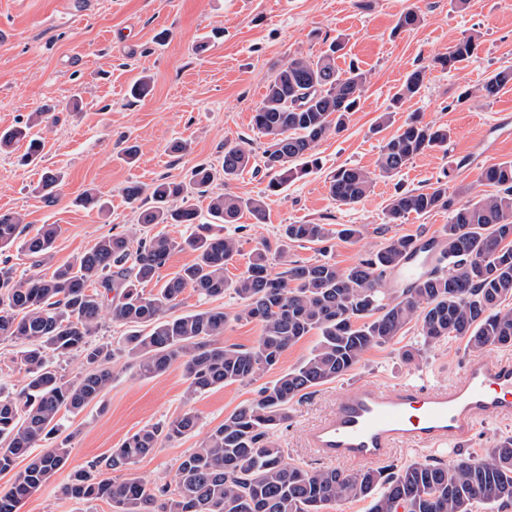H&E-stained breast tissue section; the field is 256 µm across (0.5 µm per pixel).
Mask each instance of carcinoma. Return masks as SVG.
I'll list each match as a JSON object with an SVG mask.
<instances>
[{
  "label": "carcinoma",
  "instance_id": "cac0c4a2",
  "mask_svg": "<svg viewBox=\"0 0 512 512\" xmlns=\"http://www.w3.org/2000/svg\"><path fill=\"white\" fill-rule=\"evenodd\" d=\"M478 47L475 34L464 31L430 67L456 69L474 57ZM340 49L338 42L316 60L288 59L255 109L253 128L267 140L264 167L271 194L313 173L319 166V142L343 132L357 111L368 76L353 64L344 72L337 69L334 53ZM426 71L420 66L406 76L393 105L420 93ZM508 85L511 66L493 72L479 92L492 98ZM49 120L46 112L32 113L25 125L0 133V148L26 139V160H36L42 143L30 137V130ZM451 136L448 126L424 123L413 114L381 146L375 171L341 166L329 177V194L339 206L356 204L375 179L396 176L427 150H446ZM252 167L253 153L246 142H225L221 169L199 165L183 181L154 183V205L140 211L141 225L191 224L188 235L102 236L49 275L39 267L51 258L58 226L44 224L25 237L23 249L35 258L38 270L17 279L5 254L21 235L23 218L0 214V340L19 343L27 367L20 393L0 394V473L11 471L17 458L55 438L61 412H79L96 400L112 382L107 364L117 357L145 378L179 364L188 381L189 402L225 384L257 380L289 347L315 335L316 346L306 359L261 387L253 402L225 417L183 458L175 487L154 486L139 477L118 480L112 472L136 463L164 439L194 432L199 417L190 408L164 425L137 431L109 457L75 472L64 495L107 501L114 512H326L343 500H367L369 512H473L476 503L511 507V437L481 459L413 461L346 472L288 463L274 432L288 422V408L297 397L348 374L367 351L395 342L412 322L420 347L404 351L408 362L418 359L421 349L452 337L476 349L512 344V308L503 306L512 299V161L483 168L480 180L494 186L496 193L475 202H461L459 192L449 191L446 181L392 195L386 205L390 224L437 210L450 215L440 235L437 263L404 288L388 287V278L407 259L413 236H393L346 268L325 259L292 261L284 271L271 272L270 254L282 257L293 243L319 245L325 252L335 238L356 242L362 237L356 224L339 229L285 224L276 250L263 245L252 253L245 272L228 278L227 266L239 244L219 225L236 223L245 211L262 224L266 203L230 191L214 194L210 188L218 179L227 186ZM60 181L59 173L43 174L39 188L45 199L55 198ZM196 196L209 199L211 223H197L192 203ZM177 250L194 252V261L156 292H146ZM188 289L202 299L232 294L238 310L212 308L171 316ZM107 315L130 327L117 349L91 341ZM241 320L257 322L260 336L250 347L225 344L224 330ZM50 354L76 362L75 379L58 375L48 363ZM68 456L65 440L45 447L0 490V512H16L17 504L47 483Z\"/></svg>",
  "mask_w": 512,
  "mask_h": 512
}]
</instances>
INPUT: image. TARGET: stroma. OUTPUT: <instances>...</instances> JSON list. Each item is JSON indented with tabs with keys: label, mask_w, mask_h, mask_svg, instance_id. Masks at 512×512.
<instances>
[{
	"label": "stroma",
	"mask_w": 512,
	"mask_h": 512,
	"mask_svg": "<svg viewBox=\"0 0 512 512\" xmlns=\"http://www.w3.org/2000/svg\"><path fill=\"white\" fill-rule=\"evenodd\" d=\"M82 2L0 0V129L26 122L40 108L59 116L38 130L44 141L38 165L20 164L25 143L0 151V213L22 214L33 230L59 225L51 266L72 261L103 235L137 227L139 211L122 192L128 182L179 180L196 165L218 164L228 140L247 141L254 153H262L264 139L251 119L272 75L290 57L322 56L339 37L345 48L337 67L358 64L369 80L347 129L318 145V170L273 196L266 193L269 178L263 171L243 173L228 187L213 186L217 193L228 189L245 198H267L264 223L246 214L224 227L240 245L229 277L246 270L255 248L276 244L285 224L359 225V242H337L329 254L340 268L395 235L439 236L448 222L444 210L388 223L385 206L395 187L427 188L445 178L461 199H479L495 192L480 182L482 169L512 160V139L501 138L495 127L498 117L512 120V86L491 99L457 100L463 88H478L493 70L512 65V0H467L461 7L454 0H94L87 10ZM412 7L422 15L421 24L397 29L400 15ZM465 30L479 34L478 55L456 70L429 69L430 60L447 52ZM420 66L428 69L424 86L403 103L396 120L415 114L423 122L449 126L447 152H425L395 179L377 181L360 202L337 206L328 193L330 173L341 165L374 170L384 141L395 132L394 126L377 129L378 118L406 75ZM143 73L153 76L154 88L138 100L129 88ZM177 139L189 142L188 152L170 151ZM131 146L138 151L133 164L125 157ZM46 168L64 176L51 202L36 190ZM88 191L107 200L105 211L80 204ZM417 341L416 326L407 325L395 343L369 350L355 370L295 399L288 423L276 433L289 462L324 467L306 435L355 382L442 386L471 358L512 359V346L480 351L452 339L407 363L403 352ZM186 387L179 365L144 378L116 361L100 397L78 413L63 414L60 434L68 439V461L22 500L17 512H113L105 501L66 497L63 487L71 474L107 457L140 429L190 408L199 416L195 432L162 442L124 472L128 478L174 484L182 458L227 415L252 402L259 389L255 382L227 384L189 401ZM506 436H512V422L487 417L461 454L486 457ZM461 454L399 449L391 461L446 462Z\"/></svg>",
	"instance_id": "stroma-1"
}]
</instances>
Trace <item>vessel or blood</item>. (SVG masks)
Segmentation results:
<instances>
[{
  "label": "vessel or blood",
  "instance_id": "1",
  "mask_svg": "<svg viewBox=\"0 0 512 512\" xmlns=\"http://www.w3.org/2000/svg\"><path fill=\"white\" fill-rule=\"evenodd\" d=\"M435 257L412 253L396 279L418 278ZM489 415L512 420V362L474 358L446 386L357 382L308 433L307 445L321 459L370 468L399 447L462 443Z\"/></svg>",
  "mask_w": 512,
  "mask_h": 512
}]
</instances>
